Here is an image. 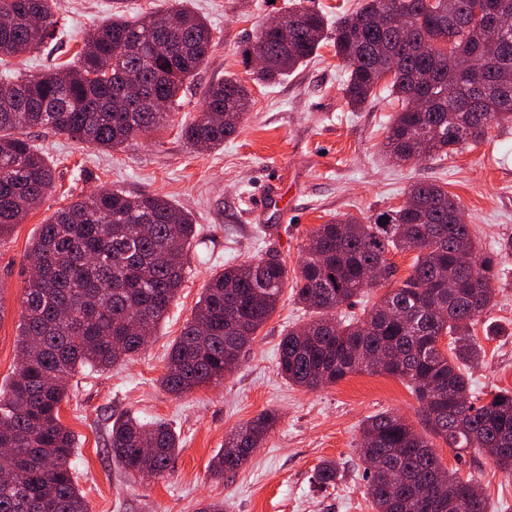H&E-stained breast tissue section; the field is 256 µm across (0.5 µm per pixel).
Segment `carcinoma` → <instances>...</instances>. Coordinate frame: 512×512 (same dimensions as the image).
Wrapping results in <instances>:
<instances>
[{
	"label": "carcinoma",
	"mask_w": 512,
	"mask_h": 512,
	"mask_svg": "<svg viewBox=\"0 0 512 512\" xmlns=\"http://www.w3.org/2000/svg\"><path fill=\"white\" fill-rule=\"evenodd\" d=\"M382 0L336 21V57L348 68L344 93L364 105L380 72L397 62L388 89L401 101L388 128L386 151L398 164L442 157L475 143L491 124L512 122V0L494 17L504 33L485 35L474 19L475 0H394L412 19L413 35L381 24ZM56 0H0V52L40 48L57 23ZM287 33L261 27L242 50L265 64L253 71L260 85L275 82L316 55L325 39L324 15L301 0L283 15ZM452 41L448 58L434 45ZM168 47L156 56L153 44ZM213 36L201 17L168 7L150 19L112 15L64 71L18 77L0 94V240L23 223L52 190L55 174L24 130L43 127L101 150H112L162 126L183 85L205 64ZM204 109L183 130L185 140L215 149L235 135L251 105L235 78L209 85ZM425 105L414 107L415 98ZM410 210H388L363 224L352 217L322 224L308 238L293 288L313 317L289 329L279 343L278 371L308 390L353 373H384L408 382L428 429L457 453L473 451L498 464L512 448V389L501 388L479 406L470 399L464 368L481 356L471 325L491 306L499 253L479 247L460 202L433 182L413 183ZM191 215L154 195L101 189L56 211L29 247L39 274L22 297L17 343L19 368L0 392V448H10L14 471L0 478V512H88L70 460L73 434L61 423L65 391L58 380L89 366L109 369L139 351L154 332L185 278ZM415 250L409 275L363 316L338 319L336 310L395 275L388 254ZM469 256L468 273L459 257ZM288 270L279 255L224 266L211 278L172 344L163 389L184 395L224 380L275 311ZM457 296L446 306L448 283ZM448 339L447 352L441 341ZM278 422L272 411L231 431L214 457L217 473L242 466ZM110 448L127 472L162 476L180 448L162 421L126 417L113 423ZM357 468L375 512H488L484 494L472 496L445 468L435 447L396 414L367 420ZM339 464L314 470L321 488L336 486Z\"/></svg>",
	"instance_id": "carcinoma-1"
}]
</instances>
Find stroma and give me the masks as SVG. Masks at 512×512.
<instances>
[{"label": "stroma", "instance_id": "obj_1", "mask_svg": "<svg viewBox=\"0 0 512 512\" xmlns=\"http://www.w3.org/2000/svg\"><path fill=\"white\" fill-rule=\"evenodd\" d=\"M293 0H58L57 24L37 51L0 52V72L37 74L72 61L86 37L113 14L147 17L176 6L206 17L213 45L195 80L179 94L166 125L109 152L74 138L33 129L29 137L55 172V187L13 233L0 241V388L17 368L21 300L31 274L28 248L41 224L92 191L165 196L191 212L200 234L188 257L178 295L158 333L133 359L111 369L86 368L67 379L60 420L75 437V480L88 512H202L220 502L224 512H372L356 467L363 423L400 415L417 433L426 427L408 383L388 374H352L309 391L278 373L279 342L311 314L284 286L273 314L239 366L223 382L176 397L159 385L173 341L194 312L211 276L275 252L289 277L299 274L304 247L319 225L351 216L369 223L394 209L412 183H438L463 205L480 246L501 253L503 274L493 305L472 326L483 348L469 366L471 395L512 389V125H492L483 141L451 156L400 166L387 155V130L400 103L385 86L351 109L344 96L348 72L332 40L316 58L279 81L256 85L242 50L265 21ZM232 77L249 85L252 102L239 132L204 152L180 133L202 109L204 91ZM284 206L262 208L274 183ZM264 411L278 422L260 448L235 472L216 478L213 458L230 430ZM166 421L181 440L162 477L132 476L113 458L108 442L117 418ZM446 468L474 476L489 512H512V471L484 455L456 456L435 439ZM342 464L336 487L320 489L313 472L321 460Z\"/></svg>", "mask_w": 512, "mask_h": 512}]
</instances>
